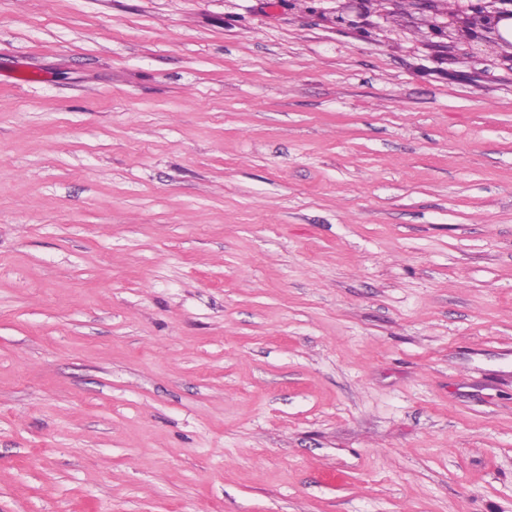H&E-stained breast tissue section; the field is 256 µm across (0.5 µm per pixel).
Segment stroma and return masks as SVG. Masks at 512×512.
Returning <instances> with one entry per match:
<instances>
[{
  "instance_id": "35a3bbf8",
  "label": "stroma",
  "mask_w": 512,
  "mask_h": 512,
  "mask_svg": "<svg viewBox=\"0 0 512 512\" xmlns=\"http://www.w3.org/2000/svg\"><path fill=\"white\" fill-rule=\"evenodd\" d=\"M336 6L0 0V512H512V67Z\"/></svg>"
}]
</instances>
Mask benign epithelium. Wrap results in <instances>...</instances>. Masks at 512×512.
Returning <instances> with one entry per match:
<instances>
[{"label": "benign epithelium", "instance_id": "1", "mask_svg": "<svg viewBox=\"0 0 512 512\" xmlns=\"http://www.w3.org/2000/svg\"><path fill=\"white\" fill-rule=\"evenodd\" d=\"M336 23L351 28L360 26L364 16V6L367 0H337ZM426 4L430 15L424 23L434 30L436 35L448 40V48L452 49L463 59L474 58V48L470 44L459 42L458 33L468 30L471 38L484 42L488 51L504 57L512 62V40L504 37L501 27L512 23V9L505 7L503 0H463V4L445 15L434 6L437 0H421ZM447 16L442 21L440 17Z\"/></svg>", "mask_w": 512, "mask_h": 512}]
</instances>
